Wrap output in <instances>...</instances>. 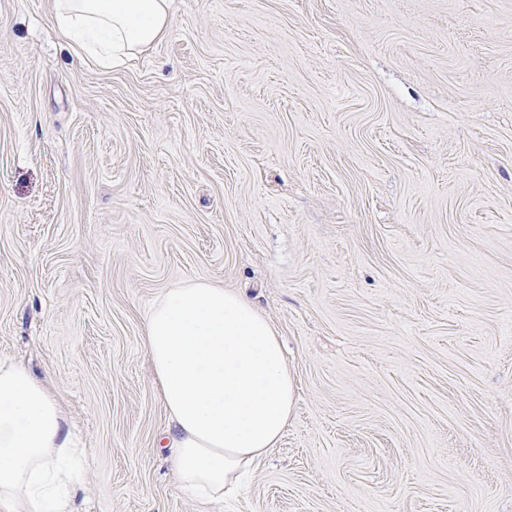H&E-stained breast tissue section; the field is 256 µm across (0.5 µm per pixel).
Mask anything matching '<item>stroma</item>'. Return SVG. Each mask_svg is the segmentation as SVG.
Masks as SVG:
<instances>
[{
    "label": "stroma",
    "instance_id": "1",
    "mask_svg": "<svg viewBox=\"0 0 512 512\" xmlns=\"http://www.w3.org/2000/svg\"><path fill=\"white\" fill-rule=\"evenodd\" d=\"M0 0V356L86 449L80 512H512V0H175L91 65ZM203 279L276 327L282 438L179 487L143 343Z\"/></svg>",
    "mask_w": 512,
    "mask_h": 512
}]
</instances>
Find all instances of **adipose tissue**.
Segmentation results:
<instances>
[{
    "mask_svg": "<svg viewBox=\"0 0 512 512\" xmlns=\"http://www.w3.org/2000/svg\"><path fill=\"white\" fill-rule=\"evenodd\" d=\"M174 0H54L72 49L111 67L167 34ZM144 346L169 416L183 489L201 502L235 498L279 442L294 382L276 327L241 294L206 281L162 292L144 317ZM79 434L46 381L0 358V512H78Z\"/></svg>",
    "mask_w": 512,
    "mask_h": 512,
    "instance_id": "ef3b65f1",
    "label": "adipose tissue"
}]
</instances>
